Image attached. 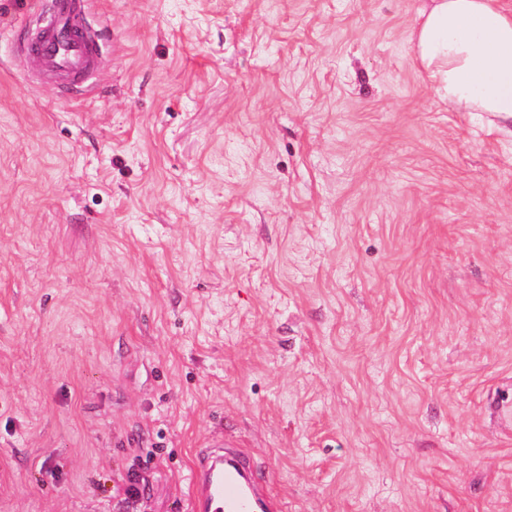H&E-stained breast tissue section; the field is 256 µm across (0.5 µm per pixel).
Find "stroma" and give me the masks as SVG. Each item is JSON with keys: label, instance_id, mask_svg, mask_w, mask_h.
<instances>
[{"label": "stroma", "instance_id": "1", "mask_svg": "<svg viewBox=\"0 0 512 512\" xmlns=\"http://www.w3.org/2000/svg\"><path fill=\"white\" fill-rule=\"evenodd\" d=\"M35 2L0 0V512H185L220 437L283 512H512V121L441 100L432 0H94L76 100L14 60Z\"/></svg>", "mask_w": 512, "mask_h": 512}]
</instances>
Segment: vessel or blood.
<instances>
[{"instance_id": "b4317fda", "label": "vessel or blood", "mask_w": 512, "mask_h": 512, "mask_svg": "<svg viewBox=\"0 0 512 512\" xmlns=\"http://www.w3.org/2000/svg\"><path fill=\"white\" fill-rule=\"evenodd\" d=\"M91 0H44L32 14V33L17 61L37 63V77L60 95L79 98L93 89L103 66L102 44L86 24ZM267 480L242 453L223 442L201 449L190 471L188 512H279Z\"/></svg>"}]
</instances>
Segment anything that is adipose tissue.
Here are the masks:
<instances>
[{
    "mask_svg": "<svg viewBox=\"0 0 512 512\" xmlns=\"http://www.w3.org/2000/svg\"><path fill=\"white\" fill-rule=\"evenodd\" d=\"M416 49L449 108L512 117V0H433Z\"/></svg>",
    "mask_w": 512,
    "mask_h": 512,
    "instance_id": "1",
    "label": "adipose tissue"
}]
</instances>
